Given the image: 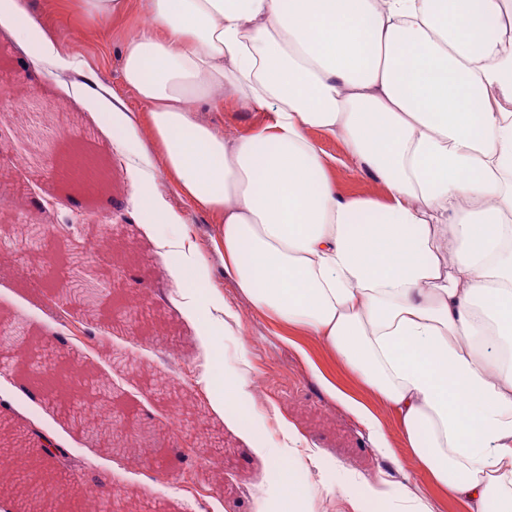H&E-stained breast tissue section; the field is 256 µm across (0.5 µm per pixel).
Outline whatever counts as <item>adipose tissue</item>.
<instances>
[{
	"mask_svg": "<svg viewBox=\"0 0 512 512\" xmlns=\"http://www.w3.org/2000/svg\"><path fill=\"white\" fill-rule=\"evenodd\" d=\"M122 74L145 114L122 142L148 144L181 198L214 215L224 268L255 311L316 337L392 412L419 470L469 512H512V0H144ZM24 53L74 67L25 0H0ZM266 110L227 138L200 105ZM342 139L385 203L340 194L318 137ZM172 266L177 304L206 338L238 312L209 285L206 257L155 180L133 187ZM324 390L391 445L376 414ZM220 405L263 448L275 512H316L296 466L318 451L274 414L238 419L254 397L225 361ZM350 512H433L422 493L361 479Z\"/></svg>",
	"mask_w": 512,
	"mask_h": 512,
	"instance_id": "obj_1",
	"label": "adipose tissue"
}]
</instances>
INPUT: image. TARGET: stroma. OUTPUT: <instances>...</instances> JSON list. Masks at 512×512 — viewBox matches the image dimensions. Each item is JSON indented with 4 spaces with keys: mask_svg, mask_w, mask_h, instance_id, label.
Segmentation results:
<instances>
[{
    "mask_svg": "<svg viewBox=\"0 0 512 512\" xmlns=\"http://www.w3.org/2000/svg\"><path fill=\"white\" fill-rule=\"evenodd\" d=\"M26 3L45 15L61 50L80 65L48 78L25 72L13 23L0 18V86L13 84L23 74L30 91V109L19 117V124L44 110L60 131L38 165L14 154L15 130L0 131V226L29 222L42 226L37 245L21 238L8 242L9 255L0 259V310L6 321L26 333L32 366H63L68 357H75L87 368L79 384L86 408L111 406L154 430L152 445L157 450L156 463L133 459L113 447L111 438L95 435L91 425L81 423L70 411L69 400H53L45 393L31 400L16 393L13 353L0 346V387L10 389L8 408H0V422L21 431L40 426L67 445L65 456L42 461L45 472L67 481L66 512H83L81 490L94 482L107 497L120 489L140 495L148 512H265V501L273 493L265 453L240 428L227 423L208 400L207 375L223 372L224 359L241 356L248 362L246 380L250 388L259 389L263 406L276 407L340 469L424 490L434 512H468L462 503L440 495L427 475L411 466L398 424L387 412L380 411L379 418L393 453L384 456L373 448L366 430L322 390L312 370L322 369L340 387L377 409L371 393L317 340L287 337L251 308L224 269V255L215 245L218 224L185 203L181 209L186 227L212 268L210 285L240 314L236 335L221 341L218 348L200 340L197 322L175 303L176 282L159 262L148 223L131 199L130 154L117 142L111 113L93 92L75 93L76 86L86 88L96 79L130 110L139 111L135 93L123 82L122 44L148 23L141 0H129L127 13L113 20L105 37L85 28L77 15L58 19L59 0ZM203 115L230 135L248 133L265 121L264 110L229 100L204 108ZM74 134L84 135L89 156L106 157L112 169L111 192L87 197L59 175L57 164L71 153ZM322 146L336 159L331 177L340 193L384 200L382 184L355 168L342 140L326 138ZM49 198L56 199V207H45ZM77 212L84 213L85 224L68 226L67 218ZM94 224L110 225L109 240L124 246L127 256L117 269L112 266L111 248L92 256L90 263L106 280L108 292L88 306L68 286L74 262L84 255L82 241ZM139 292L146 293L148 301L137 311L140 331L134 335L126 327L130 312L126 299ZM174 395L194 401L204 417V436L222 439V448L189 447L195 432L191 426L178 435L168 433Z\"/></svg>",
    "mask_w": 512,
    "mask_h": 512,
    "instance_id": "stroma-1",
    "label": "stroma"
}]
</instances>
